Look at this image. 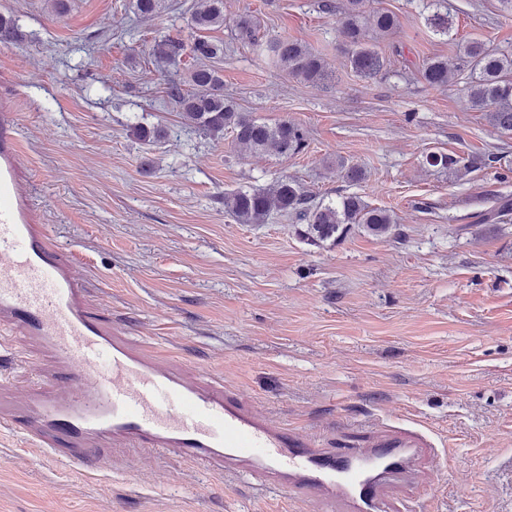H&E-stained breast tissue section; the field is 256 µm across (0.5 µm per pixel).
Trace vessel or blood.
Wrapping results in <instances>:
<instances>
[{"label": "vessel or blood", "instance_id": "1", "mask_svg": "<svg viewBox=\"0 0 512 512\" xmlns=\"http://www.w3.org/2000/svg\"><path fill=\"white\" fill-rule=\"evenodd\" d=\"M19 117L0 91V333L46 360L43 383L5 418L57 460L110 459L118 447L168 451L221 473H254L321 512H393V492L439 462L430 437L381 424L332 448L259 413L223 380L149 349L91 309L53 242L22 167Z\"/></svg>", "mask_w": 512, "mask_h": 512}]
</instances>
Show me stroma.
<instances>
[{
  "label": "stroma",
  "instance_id": "35a3bbf8",
  "mask_svg": "<svg viewBox=\"0 0 512 512\" xmlns=\"http://www.w3.org/2000/svg\"><path fill=\"white\" fill-rule=\"evenodd\" d=\"M0 0L24 37L0 44L24 144L23 165L55 242L91 290L95 312L148 345L221 378L259 410L325 441L388 419L437 443L409 512H512V136L472 109L461 82L418 73L479 39L512 50L497 0H449L453 31L426 25L430 0H366L399 26L367 42L387 60L367 78L345 53L323 0H224L226 19L257 17L266 38L301 40L332 75L307 83L232 41L215 65L224 93L268 123L308 134L286 159L238 151L184 124L165 93L184 64L157 63L156 40L191 42L194 0L150 19L130 0ZM162 126L143 144L134 124ZM432 154L481 157L457 176ZM363 169L358 184L332 168ZM319 198L354 192L396 219L391 234L352 230L311 245L292 222L240 224L224 194L278 177ZM33 353L0 361V396L38 383ZM0 512H317L248 477L142 448L111 464H64L0 422Z\"/></svg>",
  "mask_w": 512,
  "mask_h": 512
}]
</instances>
